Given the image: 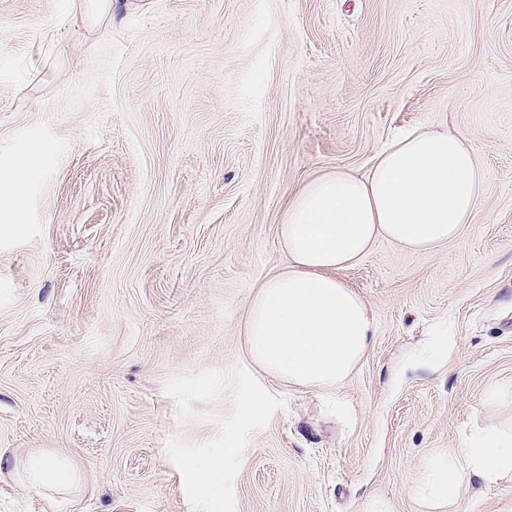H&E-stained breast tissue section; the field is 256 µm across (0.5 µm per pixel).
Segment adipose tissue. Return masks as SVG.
Returning <instances> with one entry per match:
<instances>
[{
  "label": "adipose tissue",
  "instance_id": "ef3b65f1",
  "mask_svg": "<svg viewBox=\"0 0 512 512\" xmlns=\"http://www.w3.org/2000/svg\"><path fill=\"white\" fill-rule=\"evenodd\" d=\"M486 171L467 138L444 127L392 139L364 175L336 171L294 195L279 226L285 264L254 294L242 333L263 373L291 386L335 394L371 350L375 322L367 300L341 277L385 241L429 252L471 223ZM238 459L235 448L194 463L198 496L218 497ZM35 492L71 487L80 473L43 451L24 465ZM512 479V427L490 425L458 447L430 456L411 496L421 512H457L473 481Z\"/></svg>",
  "mask_w": 512,
  "mask_h": 512
}]
</instances>
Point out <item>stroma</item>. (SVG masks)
I'll use <instances>...</instances> for the list:
<instances>
[{
    "instance_id": "1",
    "label": "stroma",
    "mask_w": 512,
    "mask_h": 512,
    "mask_svg": "<svg viewBox=\"0 0 512 512\" xmlns=\"http://www.w3.org/2000/svg\"><path fill=\"white\" fill-rule=\"evenodd\" d=\"M0 0V512H396L512 403V0ZM479 154L472 223L343 278L376 338L337 396L259 372L242 325L294 194L399 132ZM251 419L241 420L242 411ZM239 449L202 509L187 468ZM82 480L52 506L29 452Z\"/></svg>"
}]
</instances>
